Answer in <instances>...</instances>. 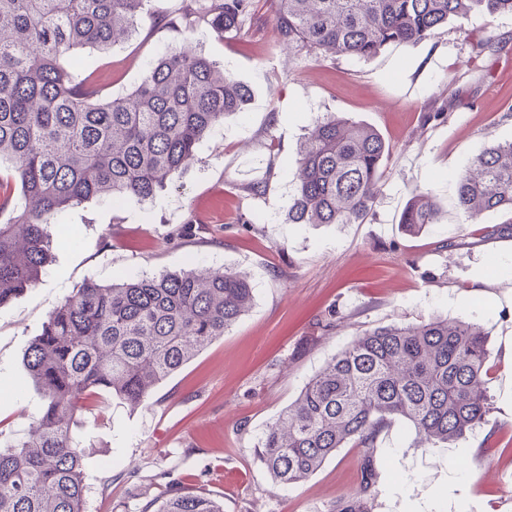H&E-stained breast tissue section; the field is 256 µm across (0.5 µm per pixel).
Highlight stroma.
Returning a JSON list of instances; mask_svg holds the SVG:
<instances>
[{"label": "stroma", "mask_w": 512, "mask_h": 512, "mask_svg": "<svg viewBox=\"0 0 512 512\" xmlns=\"http://www.w3.org/2000/svg\"><path fill=\"white\" fill-rule=\"evenodd\" d=\"M195 0H150L136 32L71 63L120 96L159 54L190 45L250 86L242 114L200 142L196 162L146 202L93 199L58 214L51 259L35 287L0 307V441L27 433L42 392L24 354L49 312L82 283L230 267L253 288L249 311L133 409L101 399L77 415L85 450V512H142L172 485L203 489L224 512H512L511 216L466 221L457 177L489 144L512 140V15L474 13L415 45L329 61L285 49L270 0L227 33L161 24ZM507 38L496 56L479 39ZM463 98L452 106L453 98ZM334 112L376 129L390 146L382 195L364 224H292L288 207L304 135ZM444 120H431V113ZM268 184L256 199L245 186ZM442 217L412 235L399 218L414 187ZM335 314L336 326L321 321ZM432 317L487 335L483 424L445 448L394 422L374 448H341L304 483L274 485L255 451L268 425L341 349L379 326Z\"/></svg>", "instance_id": "obj_1"}]
</instances>
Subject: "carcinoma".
<instances>
[{"instance_id": "cac0c4a2", "label": "carcinoma", "mask_w": 512, "mask_h": 512, "mask_svg": "<svg viewBox=\"0 0 512 512\" xmlns=\"http://www.w3.org/2000/svg\"><path fill=\"white\" fill-rule=\"evenodd\" d=\"M147 0H0V307L36 285L50 256L55 215L93 198L145 202L196 159L198 144L240 114L251 88L203 53L157 56L118 97L79 78L65 59L106 50L137 28ZM288 49L368 59L390 44H418L475 11L512 0H272ZM253 0H203L197 21L230 30ZM390 147L373 128L334 112L301 143L290 224H364L381 195ZM469 221L512 213V141L473 157L458 178ZM441 207L415 187L400 223H440ZM252 303L245 276L224 268L84 282L55 306L25 353L43 405L30 433L0 448V512H85L83 449L72 426L100 397L131 408L231 329ZM487 339L463 320L434 317L358 336L270 424L257 452L283 488L306 481L337 449L375 447L397 420L421 444L444 448L484 423ZM154 512H224L201 492L170 489Z\"/></svg>"}]
</instances>
